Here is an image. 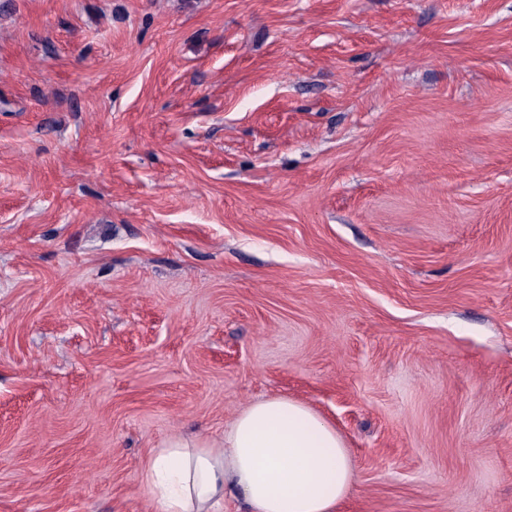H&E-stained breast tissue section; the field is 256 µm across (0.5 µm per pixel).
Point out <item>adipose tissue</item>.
<instances>
[{
	"label": "adipose tissue",
	"instance_id": "obj_1",
	"mask_svg": "<svg viewBox=\"0 0 512 512\" xmlns=\"http://www.w3.org/2000/svg\"><path fill=\"white\" fill-rule=\"evenodd\" d=\"M142 481L153 512H336L352 465L345 444L305 403L271 397L242 409L216 439L171 437L152 449Z\"/></svg>",
	"mask_w": 512,
	"mask_h": 512
}]
</instances>
